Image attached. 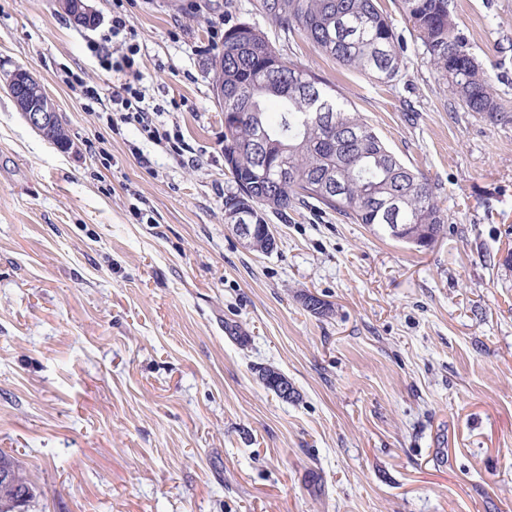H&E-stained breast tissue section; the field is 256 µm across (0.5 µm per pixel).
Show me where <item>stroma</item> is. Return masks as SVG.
<instances>
[{
	"label": "stroma",
	"mask_w": 512,
	"mask_h": 512,
	"mask_svg": "<svg viewBox=\"0 0 512 512\" xmlns=\"http://www.w3.org/2000/svg\"><path fill=\"white\" fill-rule=\"evenodd\" d=\"M255 3L131 0L140 85L183 136L178 158L107 125L121 76L90 43L112 0H88L91 26L58 0H0V450L38 487L32 512H512V0H450L509 114L495 124L454 98L398 0H379L404 46L385 84ZM228 19L329 81L437 186L448 222L431 247L311 205L267 214L269 254L228 229L204 76ZM18 68L67 148L10 97Z\"/></svg>",
	"instance_id": "1"
}]
</instances>
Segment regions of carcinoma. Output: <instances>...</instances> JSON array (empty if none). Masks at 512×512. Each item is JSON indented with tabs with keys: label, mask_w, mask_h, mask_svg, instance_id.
I'll use <instances>...</instances> for the list:
<instances>
[{
	"label": "carcinoma",
	"mask_w": 512,
	"mask_h": 512,
	"mask_svg": "<svg viewBox=\"0 0 512 512\" xmlns=\"http://www.w3.org/2000/svg\"><path fill=\"white\" fill-rule=\"evenodd\" d=\"M406 20L417 32L424 53L457 100L491 123L506 118L490 77L459 32L448 0H399ZM257 9L287 32H296L341 66L387 83L400 71L403 47L391 20L377 0H258ZM210 80H224V111L242 115L224 137V162L235 190L224 206L283 214L314 203L376 233L393 236L390 225L422 247L434 242L448 216L436 188L415 168L400 161L360 116L332 94L315 73L285 61L265 34L251 24L224 22V43ZM277 111H268L270 103ZM335 114L325 126L318 111ZM273 158L288 159L284 179L259 180V137ZM276 204L266 203L267 195ZM0 512H29L38 495L26 469L0 451Z\"/></svg>",
	"instance_id": "carcinoma-1"
}]
</instances>
